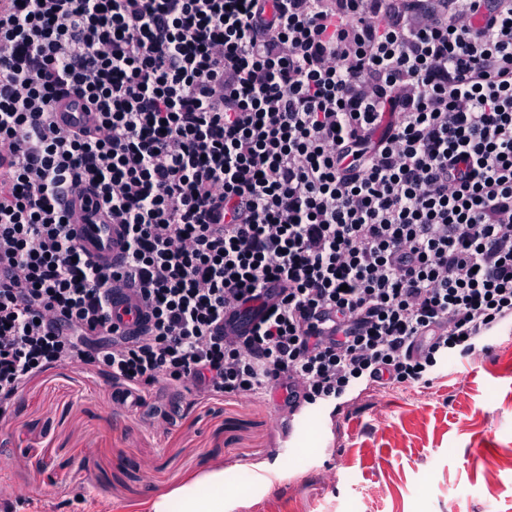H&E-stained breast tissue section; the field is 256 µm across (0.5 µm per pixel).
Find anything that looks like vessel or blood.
Listing matches in <instances>:
<instances>
[{
	"label": "vessel or blood",
	"instance_id": "obj_1",
	"mask_svg": "<svg viewBox=\"0 0 512 512\" xmlns=\"http://www.w3.org/2000/svg\"><path fill=\"white\" fill-rule=\"evenodd\" d=\"M58 121L62 127L75 126L91 128L97 123V116L92 112L82 111L80 106L61 101L56 106ZM69 219L76 233L80 249L96 260H103L112 267H121L125 262V252L120 243L122 228L117 224L91 223L80 201L70 200ZM112 317L121 329L138 333L148 328L146 308L136 288L120 282L111 292Z\"/></svg>",
	"mask_w": 512,
	"mask_h": 512
}]
</instances>
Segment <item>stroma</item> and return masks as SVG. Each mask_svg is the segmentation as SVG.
Instances as JSON below:
<instances>
[{"label":"stroma","instance_id":"35a3bbf8","mask_svg":"<svg viewBox=\"0 0 512 512\" xmlns=\"http://www.w3.org/2000/svg\"><path fill=\"white\" fill-rule=\"evenodd\" d=\"M275 405L205 401L163 431L114 412L102 379L50 369L0 424V503L148 512L220 467L224 512H512V336L429 386L367 390L308 424L284 479Z\"/></svg>","mask_w":512,"mask_h":512}]
</instances>
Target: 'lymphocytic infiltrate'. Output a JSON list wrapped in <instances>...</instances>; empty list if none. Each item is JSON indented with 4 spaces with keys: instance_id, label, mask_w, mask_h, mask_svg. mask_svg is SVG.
I'll return each mask as SVG.
<instances>
[{
    "instance_id": "1",
    "label": "lymphocytic infiltrate",
    "mask_w": 512,
    "mask_h": 512,
    "mask_svg": "<svg viewBox=\"0 0 512 512\" xmlns=\"http://www.w3.org/2000/svg\"><path fill=\"white\" fill-rule=\"evenodd\" d=\"M73 95L95 128L54 121ZM120 281L144 334L115 332ZM509 324L512 0H0V419L62 366L153 427L336 405ZM69 219L80 249L94 260H104L113 268L125 262L120 243L122 228L118 224H88L91 217L79 200H69ZM111 301L113 322L122 330L138 333L150 326L146 318V308L133 286L123 282L114 284Z\"/></svg>"
}]
</instances>
